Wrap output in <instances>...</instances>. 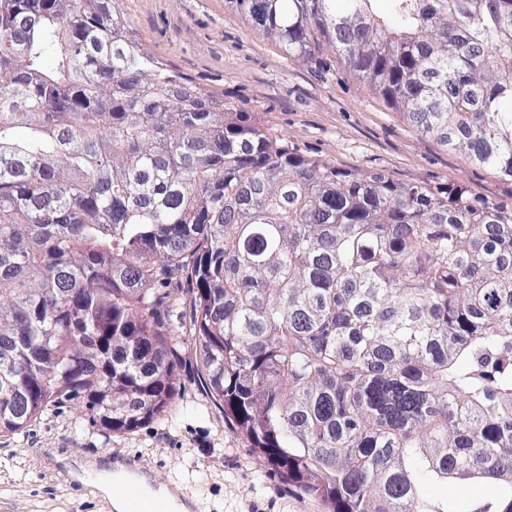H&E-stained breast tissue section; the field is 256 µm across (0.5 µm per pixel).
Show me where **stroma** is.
Returning <instances> with one entry per match:
<instances>
[{
  "label": "stroma",
  "mask_w": 512,
  "mask_h": 512,
  "mask_svg": "<svg viewBox=\"0 0 512 512\" xmlns=\"http://www.w3.org/2000/svg\"><path fill=\"white\" fill-rule=\"evenodd\" d=\"M142 45L304 157L404 183L455 184L476 200L512 202V181L423 135L370 92L332 51L291 59L226 0H120ZM177 393L164 415L132 431L89 422L84 399L55 400L14 433H0V512H110L81 470L140 460L154 485L189 512H328L286 481L224 420L197 368L191 332L174 340Z\"/></svg>",
  "instance_id": "stroma-1"
}]
</instances>
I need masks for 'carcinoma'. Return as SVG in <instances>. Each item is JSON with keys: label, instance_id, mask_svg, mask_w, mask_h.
<instances>
[{"label": "carcinoma", "instance_id": "carcinoma-1", "mask_svg": "<svg viewBox=\"0 0 512 512\" xmlns=\"http://www.w3.org/2000/svg\"><path fill=\"white\" fill-rule=\"evenodd\" d=\"M226 2L512 180V0ZM176 274L224 419L330 512H512V203L297 155L119 0H0V432L164 414ZM429 490L436 497L448 496V504L455 512H470L475 505L485 503L493 495L492 487L487 484L431 485Z\"/></svg>", "mask_w": 512, "mask_h": 512}]
</instances>
